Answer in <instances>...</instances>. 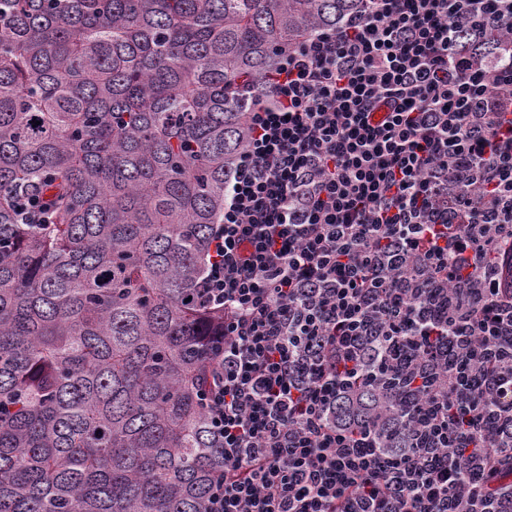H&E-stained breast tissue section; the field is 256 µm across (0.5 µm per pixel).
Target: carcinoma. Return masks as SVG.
<instances>
[{
	"instance_id": "carcinoma-1",
	"label": "carcinoma",
	"mask_w": 512,
	"mask_h": 512,
	"mask_svg": "<svg viewBox=\"0 0 512 512\" xmlns=\"http://www.w3.org/2000/svg\"><path fill=\"white\" fill-rule=\"evenodd\" d=\"M359 4L0 0V512H206L224 314L196 288L235 90Z\"/></svg>"
}]
</instances>
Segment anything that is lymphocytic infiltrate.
<instances>
[{
  "label": "lymphocytic infiltrate",
  "instance_id": "1",
  "mask_svg": "<svg viewBox=\"0 0 512 512\" xmlns=\"http://www.w3.org/2000/svg\"><path fill=\"white\" fill-rule=\"evenodd\" d=\"M241 93L208 512H512V0H362Z\"/></svg>",
  "mask_w": 512,
  "mask_h": 512
}]
</instances>
